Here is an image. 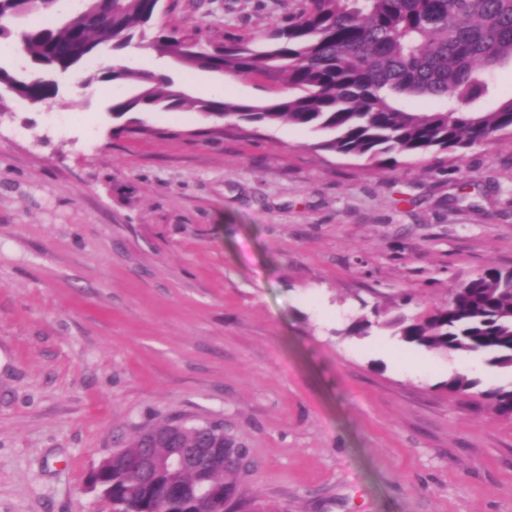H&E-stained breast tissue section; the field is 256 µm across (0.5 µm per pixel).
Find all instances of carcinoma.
Segmentation results:
<instances>
[{
    "instance_id": "1",
    "label": "carcinoma",
    "mask_w": 512,
    "mask_h": 512,
    "mask_svg": "<svg viewBox=\"0 0 512 512\" xmlns=\"http://www.w3.org/2000/svg\"><path fill=\"white\" fill-rule=\"evenodd\" d=\"M159 2L0 0V40H10L14 54L31 63L19 69L0 64V100L7 93L32 103L54 100L59 75L79 71L102 46H131ZM35 12L42 16L39 23L12 28ZM151 46L189 68L272 82L285 76L288 92L260 104L191 97L166 75L113 62L90 76L106 84L113 116L191 107L246 124L288 121L322 133L323 150L378 164L391 155L462 153L512 131V97L490 111L479 107L497 70L512 63V0H300L272 20L261 40L230 37L210 46L161 26ZM406 99L431 100L439 108L411 112ZM465 289L466 297L437 304L426 315L377 311L379 320H359L353 330L389 329L409 346L480 353L490 365L512 370V269L489 267L455 292ZM488 396L499 414L512 415V388ZM175 423L166 419L152 426L155 440L130 438L122 456L167 454L172 441L165 434ZM204 438L224 444V464L191 467L175 477L106 464L91 472L90 483L128 512H216L234 495L236 484L228 476L239 474L240 466L231 460L234 444L220 424L207 433L185 431L178 445L192 448ZM172 482L204 485L216 496L170 500L163 492Z\"/></svg>"
}]
</instances>
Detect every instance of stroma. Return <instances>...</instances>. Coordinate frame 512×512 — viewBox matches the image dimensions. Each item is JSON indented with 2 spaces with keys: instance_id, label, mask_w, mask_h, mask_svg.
<instances>
[{
  "instance_id": "stroma-1",
  "label": "stroma",
  "mask_w": 512,
  "mask_h": 512,
  "mask_svg": "<svg viewBox=\"0 0 512 512\" xmlns=\"http://www.w3.org/2000/svg\"><path fill=\"white\" fill-rule=\"evenodd\" d=\"M295 0H161L205 44L261 37ZM191 96L285 82L161 68ZM93 81L0 100V512H112L98 463L169 417L246 453V512H512V373L351 334L512 268V133L377 164L319 134L108 112ZM469 365L475 388L446 382Z\"/></svg>"
}]
</instances>
